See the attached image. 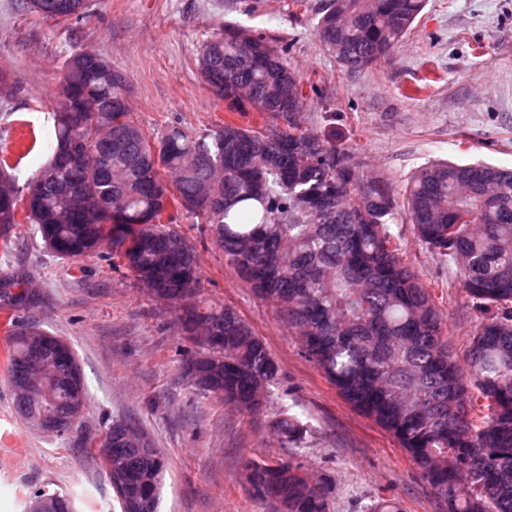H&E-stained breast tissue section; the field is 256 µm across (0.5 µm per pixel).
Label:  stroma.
I'll use <instances>...</instances> for the list:
<instances>
[{
	"mask_svg": "<svg viewBox=\"0 0 512 512\" xmlns=\"http://www.w3.org/2000/svg\"><path fill=\"white\" fill-rule=\"evenodd\" d=\"M325 0H88V23L46 20L0 0V66L17 88L0 94V157L19 160L25 184L49 157L50 114L67 59L90 49L125 78L131 118L150 136L182 123L202 132L228 114L202 81L204 41L238 25L286 47L288 60L317 90L305 128L355 152L367 176L403 194L411 175L437 161L483 162L512 170V0H428L412 32L379 64L340 72L316 27ZM177 231L198 256L200 298L230 306L254 329L281 368L263 413L251 416L204 395L181 375L195 351L174 308L140 288L111 246L73 261L47 251L34 225H15L0 277H22L24 306L0 303V512H25L45 484L67 493L76 512H119L113 490L84 439L115 421L146 434L168 460L160 512H273L243 480L247 461H288L336 486L332 512H362L377 496L403 512H441V502L395 440L354 410L304 356L298 336L224 261L195 217ZM402 259L428 286L442 330L464 352L478 322L454 264L430 254L412 224L392 225ZM37 326L76 354L90 396L81 433L56 438L16 414L8 380L9 329ZM287 410L307 427L302 447H284L273 428Z\"/></svg>",
	"mask_w": 512,
	"mask_h": 512,
	"instance_id": "1",
	"label": "stroma"
}]
</instances>
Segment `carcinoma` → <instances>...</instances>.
<instances>
[{"label": "carcinoma", "mask_w": 512, "mask_h": 512, "mask_svg": "<svg viewBox=\"0 0 512 512\" xmlns=\"http://www.w3.org/2000/svg\"><path fill=\"white\" fill-rule=\"evenodd\" d=\"M426 0H325L317 26L321 46L345 75L386 57L412 30ZM59 3L90 17L87 0H24L48 20ZM201 79L228 112L247 110L286 122L268 133L229 120L194 133L176 123L152 138L115 108L129 96L121 74L98 54L72 55L52 112V155L20 188L0 158V247L21 223L36 225L44 245L71 260L112 245L147 290L190 311L185 337L224 360L218 383L204 392L255 414L280 366L262 339L231 307L202 306L197 255L174 229L169 208L208 224L224 259L256 296L273 305L299 336L306 356L358 412L388 432L420 470L443 512H512V171L485 164L432 163L409 180L402 201L381 177L364 178L350 153L301 129L310 100L304 80L263 34L226 25L202 44ZM122 137L120 149L112 137ZM79 140L96 148L79 163L59 149ZM416 239L458 270L483 318L460 364L441 330L432 296L402 259L390 230L397 207ZM46 332L13 333L9 375ZM45 406L60 416L85 410L89 395L72 349L42 366ZM273 425L290 443L304 426L283 411ZM89 453L114 488L120 512H158L166 467L159 448ZM250 494L267 500L273 484L288 512H331L333 481L310 482L290 463L253 462ZM52 512H75L56 489ZM365 512H402L379 496Z\"/></svg>", "instance_id": "1"}]
</instances>
